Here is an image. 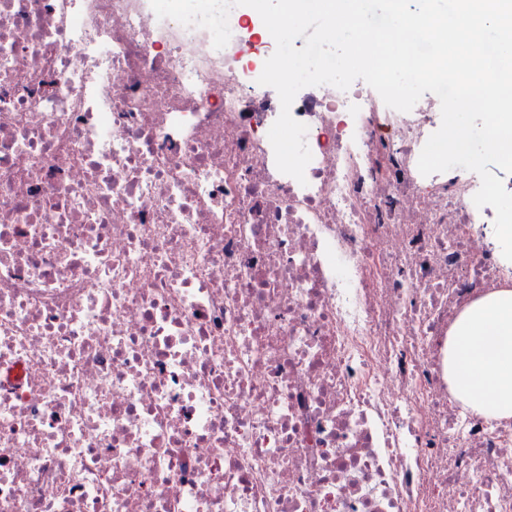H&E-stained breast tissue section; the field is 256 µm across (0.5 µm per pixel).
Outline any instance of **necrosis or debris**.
Wrapping results in <instances>:
<instances>
[{
	"label": "necrosis or debris",
	"mask_w": 512,
	"mask_h": 512,
	"mask_svg": "<svg viewBox=\"0 0 512 512\" xmlns=\"http://www.w3.org/2000/svg\"><path fill=\"white\" fill-rule=\"evenodd\" d=\"M0 0V512H512V418L448 338L512 288L437 96L301 89L305 182L246 19Z\"/></svg>",
	"instance_id": "necrosis-or-debris-1"
}]
</instances>
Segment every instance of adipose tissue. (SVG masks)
Returning a JSON list of instances; mask_svg holds the SVG:
<instances>
[{
  "mask_svg": "<svg viewBox=\"0 0 512 512\" xmlns=\"http://www.w3.org/2000/svg\"><path fill=\"white\" fill-rule=\"evenodd\" d=\"M448 376L454 397L476 414L512 418V289L462 313L448 339Z\"/></svg>",
  "mask_w": 512,
  "mask_h": 512,
  "instance_id": "ef3b65f1",
  "label": "adipose tissue"
}]
</instances>
